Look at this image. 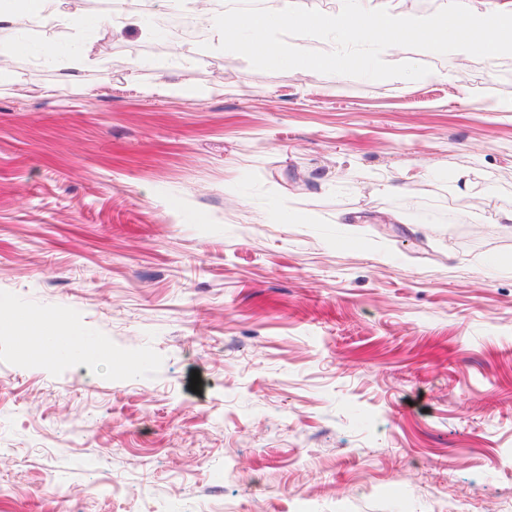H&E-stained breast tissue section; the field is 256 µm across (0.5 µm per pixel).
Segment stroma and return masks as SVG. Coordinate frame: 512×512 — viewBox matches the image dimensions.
I'll list each match as a JSON object with an SVG mask.
<instances>
[{
	"label": "stroma",
	"instance_id": "obj_1",
	"mask_svg": "<svg viewBox=\"0 0 512 512\" xmlns=\"http://www.w3.org/2000/svg\"><path fill=\"white\" fill-rule=\"evenodd\" d=\"M50 44L91 47L78 86ZM0 52V305L109 349L0 335V512H512V55L303 78L34 21Z\"/></svg>",
	"mask_w": 512,
	"mask_h": 512
}]
</instances>
